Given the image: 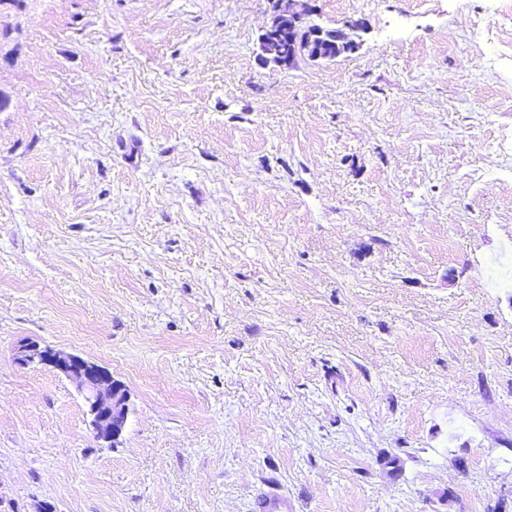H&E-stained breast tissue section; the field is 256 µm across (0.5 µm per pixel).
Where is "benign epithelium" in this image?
<instances>
[{
    "label": "benign epithelium",
    "mask_w": 512,
    "mask_h": 512,
    "mask_svg": "<svg viewBox=\"0 0 512 512\" xmlns=\"http://www.w3.org/2000/svg\"><path fill=\"white\" fill-rule=\"evenodd\" d=\"M276 9L268 25L258 38L260 57L279 68L291 67V56L284 51V43L291 37L293 29L299 25L310 27L308 43L302 55L312 61H332L333 53L323 52L322 36L328 29L316 23V13L312 0H301L298 9L290 7L292 0H273ZM360 22H348L337 29L338 42L347 52H355L361 46ZM16 360L21 365L38 363L52 367L68 379L83 396L91 416L90 426L94 438L105 443L115 442L123 433L129 417V397L125 386L112 378V373L103 366L89 361L80 355L42 348L29 339L19 342Z\"/></svg>",
    "instance_id": "benign-epithelium-1"
}]
</instances>
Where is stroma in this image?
Here are the masks:
<instances>
[{
	"label": "stroma",
	"instance_id": "stroma-1",
	"mask_svg": "<svg viewBox=\"0 0 512 512\" xmlns=\"http://www.w3.org/2000/svg\"><path fill=\"white\" fill-rule=\"evenodd\" d=\"M315 4L283 70L271 0H0V512H512L499 0ZM303 2L300 9L290 7V2ZM276 9L270 18L268 25L262 30L258 38L260 57L268 63H273L279 68L291 67L292 58L284 51V43L291 37V32L296 26L307 25L311 28L308 35V43L303 47L302 55L309 57L313 62L332 61L341 54L324 53L321 37L328 31H337L338 42L346 52H355L361 46L360 35L363 25L360 22H348L343 28L326 29L316 23L313 16L316 13L312 0H273ZM15 355L20 365L50 366L75 386L88 407L96 440L114 443L121 436L129 417V397L125 386L114 380L108 369L74 353L41 348L29 339L19 342Z\"/></svg>",
	"mask_w": 512,
	"mask_h": 512
}]
</instances>
